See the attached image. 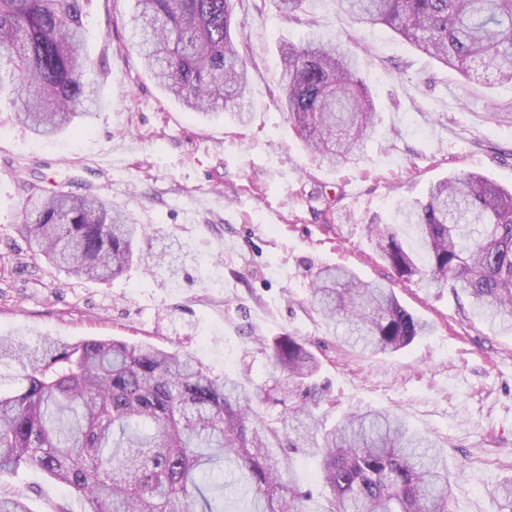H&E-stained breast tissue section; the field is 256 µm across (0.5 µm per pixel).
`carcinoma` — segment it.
<instances>
[{"label": "carcinoma", "instance_id": "obj_1", "mask_svg": "<svg viewBox=\"0 0 512 512\" xmlns=\"http://www.w3.org/2000/svg\"><path fill=\"white\" fill-rule=\"evenodd\" d=\"M365 25H383L468 78L475 67L512 83V0H336ZM84 0H0V91L18 119L47 137L88 115L96 85L82 23ZM133 37L158 84L192 112H245L248 70L232 36L234 0H136ZM280 104L308 152L320 162H349L376 132L377 112L359 62L342 40L312 37L280 46ZM410 224L425 251L419 262L400 236ZM20 231L34 255L87 281L114 278L138 260L129 215L95 195L61 188L30 193ZM368 234L397 278L418 276L451 288L512 332V189L478 173L431 185L392 223ZM310 304L341 340L370 356L393 354L429 332L391 288L325 267L312 280ZM282 375L284 397L297 398L284 424L290 448H316L331 512H448L452 474L426 436L396 415L367 409L312 434L320 362L297 336L266 346ZM20 366L18 387L0 392V474L33 467L76 493L87 512H223L204 493L205 466L226 465L251 494L252 512H303L284 482L258 408L269 400L237 379L205 369L187 353L118 340L31 349L0 338V360ZM0 512H30L23 493L0 488Z\"/></svg>", "mask_w": 512, "mask_h": 512}]
</instances>
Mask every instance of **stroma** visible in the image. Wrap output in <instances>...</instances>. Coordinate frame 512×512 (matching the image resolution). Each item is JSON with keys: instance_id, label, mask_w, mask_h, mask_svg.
Instances as JSON below:
<instances>
[{"instance_id": "1", "label": "stroma", "mask_w": 512, "mask_h": 512, "mask_svg": "<svg viewBox=\"0 0 512 512\" xmlns=\"http://www.w3.org/2000/svg\"><path fill=\"white\" fill-rule=\"evenodd\" d=\"M135 0H86L85 51L100 81L75 131L39 139L0 100V337L146 341L186 350L246 388L273 384L264 342L289 333L320 359L314 413L333 427L358 409L396 413L443 448L460 472L449 512H512V334L450 289L393 278L367 229L390 222L429 185L480 172L512 187V84L492 72L463 78L390 29L352 20L335 0H305L286 16L274 0H237L234 34L249 70L251 120L187 111L144 69L130 44ZM348 40L379 112L357 163L318 164L280 109L279 45L311 36ZM66 186L129 212L140 248L159 268L130 265L108 281H77L32 258L15 230L26 188ZM344 265L390 282L430 331L396 353L343 346L312 310L319 267ZM304 512H330L317 456L278 451ZM31 512H85L76 494L39 470L0 475Z\"/></svg>"}]
</instances>
